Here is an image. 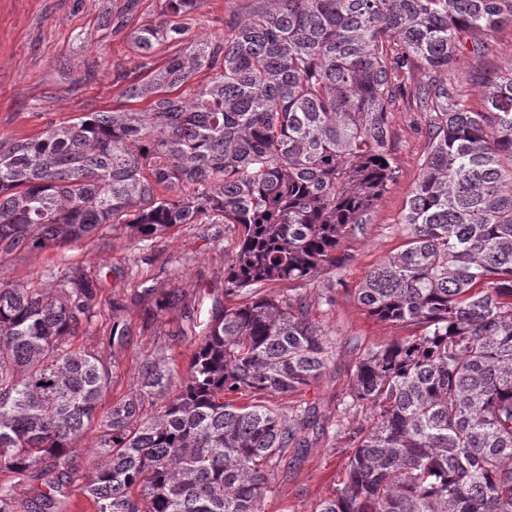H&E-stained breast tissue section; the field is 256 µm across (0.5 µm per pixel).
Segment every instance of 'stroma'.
<instances>
[{"label": "stroma", "instance_id": "obj_1", "mask_svg": "<svg viewBox=\"0 0 512 512\" xmlns=\"http://www.w3.org/2000/svg\"><path fill=\"white\" fill-rule=\"evenodd\" d=\"M157 0H138L124 32L105 29L101 0H0V137L37 136L49 123H64L90 109L123 105L122 89L113 82L112 68L123 63L137 74L130 33L157 23ZM255 0H203L196 19L200 34L222 37L224 22L245 15ZM485 54L462 56L450 79L477 104L479 86L470 71L512 70V25L485 37ZM93 80L82 81L85 67ZM428 79L425 71L407 74L404 88L390 112V149L395 179L367 216L363 229L345 236L337 254L343 262L336 272L310 282L266 285L269 295L302 299L313 323L326 334L330 362L323 377L301 391L280 397L284 412L309 410L312 424L308 447L292 448L280 462L264 494L261 512H317L346 477L357 427L370 425L371 412L341 411L356 360L367 347L405 336L400 326L377 319L356 300L366 275L404 241L402 215L428 152L427 116L416 107L412 93ZM241 230L233 224H182L167 234L140 242L127 229L103 227L67 247L48 246L19 251L0 259V278L32 288H56L65 270L82 267L101 281L98 314L72 340L74 346L98 352L113 371L110 388L100 407L134 394L141 367L156 361L184 375L189 358L208 320L211 306L224 290V271L238 250ZM162 293L174 288L184 295L182 306L159 310L153 300L140 299L143 289ZM194 308L186 319V308ZM125 327L122 345L112 344L113 322ZM96 431L77 443L73 465L77 475L64 487L60 512H94L83 493L94 471Z\"/></svg>", "mask_w": 512, "mask_h": 512}]
</instances>
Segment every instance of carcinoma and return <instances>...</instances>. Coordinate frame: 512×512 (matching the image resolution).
I'll return each mask as SVG.
<instances>
[{
    "label": "carcinoma",
    "mask_w": 512,
    "mask_h": 512,
    "mask_svg": "<svg viewBox=\"0 0 512 512\" xmlns=\"http://www.w3.org/2000/svg\"><path fill=\"white\" fill-rule=\"evenodd\" d=\"M131 33L142 72L122 97L37 136L0 138V258L67 246L103 226L140 242L179 224H237L242 238L178 387L142 366L138 391L98 414L112 370L71 339L97 316L100 281L0 280V512H54L19 482L72 483L75 443L98 431L84 492L95 512H261L307 418L272 400L326 370L307 308L265 284L341 262L395 170L389 108L399 78L480 56L512 0H262L218 40L194 31L202 0H158ZM163 43L178 47L158 66ZM201 71L210 79L195 85ZM475 109L433 78L414 98L429 151L403 214L406 240L357 290L411 334L363 350L345 411L347 475L320 512H512V71H475ZM163 400L148 412L145 398ZM247 400L240 405L237 398Z\"/></svg>",
    "instance_id": "1"
}]
</instances>
